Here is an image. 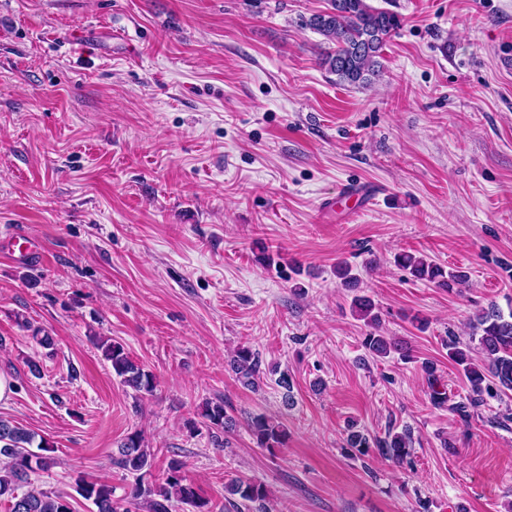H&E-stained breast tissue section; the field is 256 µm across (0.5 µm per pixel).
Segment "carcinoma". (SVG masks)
<instances>
[{
    "label": "carcinoma",
    "mask_w": 512,
    "mask_h": 512,
    "mask_svg": "<svg viewBox=\"0 0 512 512\" xmlns=\"http://www.w3.org/2000/svg\"><path fill=\"white\" fill-rule=\"evenodd\" d=\"M328 7L309 19V26L320 33L328 44L322 55V64L337 76L338 84H364L380 72V58L389 39L401 26L399 16L388 10L371 6L368 0H327ZM395 263L410 271L421 280L451 288L462 282L464 275L447 271L423 257L399 253ZM373 304L364 296H356L351 303L354 316L377 325L378 318L372 314ZM482 328L478 339V350L486 363L482 366L472 362L471 347L463 346L456 336L448 337V358L461 367L468 382L466 401L457 405L463 412L469 406L477 407L484 402V395L512 392V312L508 315L495 306L478 315L473 328ZM365 347L377 357H387L393 352L407 356V349L393 339L369 333L364 338ZM103 356L111 363L112 373L138 394H150L156 387L155 377L131 359L124 346L110 339L101 341ZM231 371L246 387H255L264 375L259 352L249 346L239 347L230 360ZM206 427L214 434L228 433L234 420L228 415L224 402H207L200 413V422H192L189 428L199 431ZM247 427L257 447L273 450L286 444L287 432L277 422L264 414L252 415ZM35 435L10 422L0 420V499L10 503V512H73L67 493L38 489L31 482V474L47 470L54 464L48 455L51 446L40 441L38 454L30 450ZM344 447L362 453L376 448L383 455L402 463L411 455V433L389 432L383 438H373L362 430L347 433ZM113 464L135 477L130 496L115 499L112 487L84 478L75 480L74 490L85 501L95 507V512H131V506L144 502L148 512H172L174 503L187 507L188 512H212L209 501L203 498L184 472L182 461L172 459L164 471L160 483L146 480L151 474V454L144 448L140 432L129 434L119 446ZM230 509L240 512L247 505L252 512H269L268 489L252 481L240 478L229 480L224 486Z\"/></svg>",
    "instance_id": "1"
}]
</instances>
